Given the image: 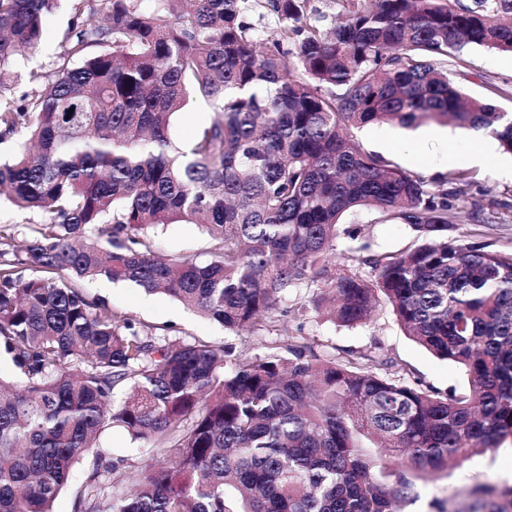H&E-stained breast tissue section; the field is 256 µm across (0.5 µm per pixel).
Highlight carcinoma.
I'll list each match as a JSON object with an SVG mask.
<instances>
[{
  "instance_id": "1",
  "label": "carcinoma",
  "mask_w": 512,
  "mask_h": 512,
  "mask_svg": "<svg viewBox=\"0 0 512 512\" xmlns=\"http://www.w3.org/2000/svg\"><path fill=\"white\" fill-rule=\"evenodd\" d=\"M60 2L0 0V143L30 144L0 162V195L46 215L0 225V349L19 379L0 378V512H52L89 455L78 512H402L417 481L512 442V253L448 240L472 177L423 180L349 135L434 123L512 154V113L452 78L473 48L512 53V0H344L328 30L311 0H268L262 43L247 0H68L55 71L18 100L6 81ZM191 97L215 112L183 149L169 128ZM359 209L421 243L374 251L342 226ZM179 222L205 228L207 262L156 254L150 232ZM340 237L372 278L329 270ZM101 277L241 333L288 316L292 289L345 326L382 296L468 388L441 395L302 336L254 357L171 341L90 297ZM112 426L169 461L112 463ZM482 494L483 512H512V485Z\"/></svg>"
}]
</instances>
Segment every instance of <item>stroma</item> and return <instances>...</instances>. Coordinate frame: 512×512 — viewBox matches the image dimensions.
Returning a JSON list of instances; mask_svg holds the SVG:
<instances>
[{
    "mask_svg": "<svg viewBox=\"0 0 512 512\" xmlns=\"http://www.w3.org/2000/svg\"><path fill=\"white\" fill-rule=\"evenodd\" d=\"M69 19L64 6L45 18L38 45L20 63L21 76L10 87L12 95L32 93L29 72H53ZM464 71L462 84L466 93L483 97L489 87L503 88L506 94L497 98L496 103L502 111L512 112V54L473 50L466 57ZM352 136L363 149L382 154L404 171L426 180L468 172L474 180L476 205L457 213L448 231L449 239L512 253L511 217L500 224H481L475 219L476 211L488 212L499 204H512V154L504 152L493 138L436 124L404 129L387 123L353 129ZM347 221L361 225L379 253L397 254L417 244L408 226L378 221L374 213L366 210L349 215ZM152 242L155 251L168 258L191 256L201 263L209 259L208 237L197 224L166 225L157 231ZM88 292L108 301L114 310L130 312L142 323L160 328L169 338L229 342L243 357L263 354L268 340L288 334L305 337L320 353L351 351L358 355H380L405 382H418L442 394L452 390L460 393L467 387L463 370L452 362L435 358L406 336L391 306L385 302L366 322L343 326L308 308L312 292L302 288L290 298L294 312L288 318L272 325L260 324L254 332L238 337L165 294L148 295L104 277L90 284ZM505 484L512 485V445L507 443L470 456L446 476L420 483L418 499L410 505L409 512H468L476 498V488Z\"/></svg>",
    "mask_w": 512,
    "mask_h": 512,
    "instance_id": "35a3bbf8",
    "label": "stroma"
}]
</instances>
